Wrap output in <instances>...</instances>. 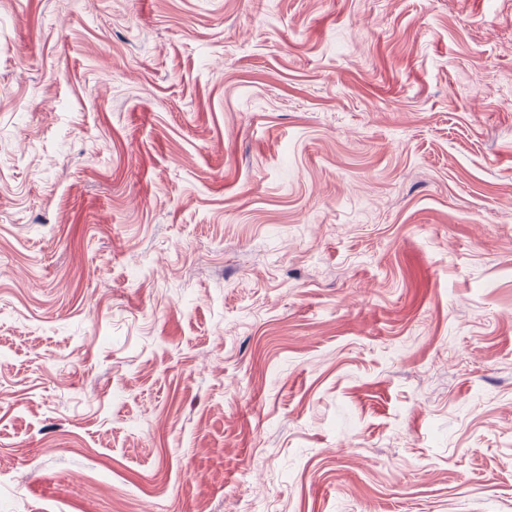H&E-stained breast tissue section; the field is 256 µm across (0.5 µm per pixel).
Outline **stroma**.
<instances>
[{
  "label": "stroma",
  "instance_id": "stroma-1",
  "mask_svg": "<svg viewBox=\"0 0 512 512\" xmlns=\"http://www.w3.org/2000/svg\"><path fill=\"white\" fill-rule=\"evenodd\" d=\"M0 512H512V0H0Z\"/></svg>",
  "mask_w": 512,
  "mask_h": 512
}]
</instances>
